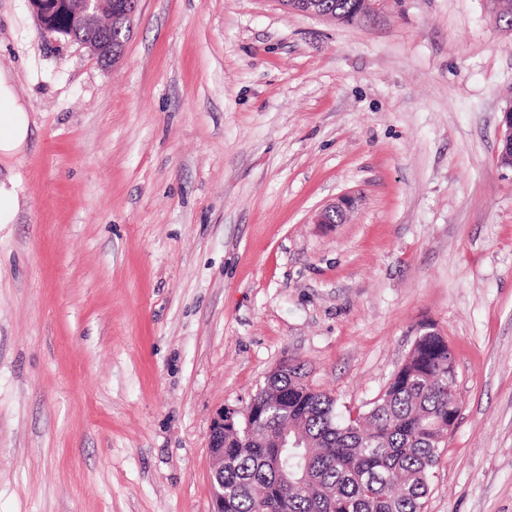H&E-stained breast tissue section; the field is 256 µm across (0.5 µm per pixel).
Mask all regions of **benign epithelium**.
<instances>
[{
	"label": "benign epithelium",
	"mask_w": 512,
	"mask_h": 512,
	"mask_svg": "<svg viewBox=\"0 0 512 512\" xmlns=\"http://www.w3.org/2000/svg\"><path fill=\"white\" fill-rule=\"evenodd\" d=\"M41 32L47 36L77 42L100 61L118 60L124 42L112 39V26L131 18L139 0H27ZM502 154L512 155V104L503 112ZM351 202H340L320 211L317 224L343 220ZM234 409L221 410L213 417L209 435L212 459L210 481L212 512H224V427L234 424Z\"/></svg>",
	"instance_id": "1"
}]
</instances>
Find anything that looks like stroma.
Segmentation results:
<instances>
[{
	"instance_id": "obj_1",
	"label": "stroma",
	"mask_w": 512,
	"mask_h": 512,
	"mask_svg": "<svg viewBox=\"0 0 512 512\" xmlns=\"http://www.w3.org/2000/svg\"><path fill=\"white\" fill-rule=\"evenodd\" d=\"M0 71L38 121L0 224V512H212L218 410L288 360L363 406L424 325L460 400L425 512H512V31L485 0H139L114 64L0 0ZM365 1L366 0H320L319 4L323 10L334 13V18L350 20L363 10Z\"/></svg>"
}]
</instances>
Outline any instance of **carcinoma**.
Masks as SVG:
<instances>
[{
  "label": "carcinoma",
  "mask_w": 512,
  "mask_h": 512,
  "mask_svg": "<svg viewBox=\"0 0 512 512\" xmlns=\"http://www.w3.org/2000/svg\"><path fill=\"white\" fill-rule=\"evenodd\" d=\"M512 29V0H487ZM365 0H319L334 18L350 20ZM448 343L416 339L403 366L365 411H336V399L303 381L288 363L266 378V404L250 432L224 429V512H424L432 470L448 437ZM286 431L304 447H278ZM280 455L288 479L273 466Z\"/></svg>",
  "instance_id": "1"
}]
</instances>
